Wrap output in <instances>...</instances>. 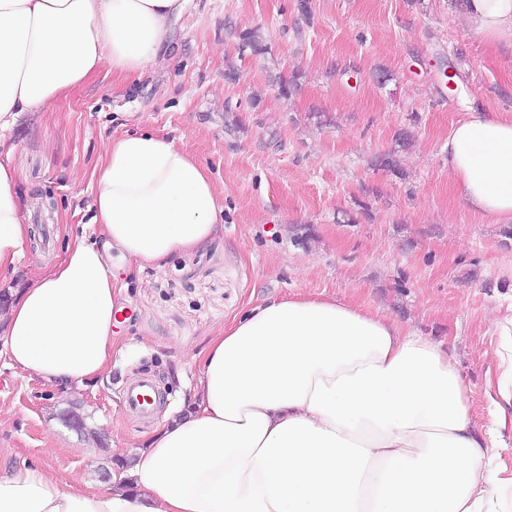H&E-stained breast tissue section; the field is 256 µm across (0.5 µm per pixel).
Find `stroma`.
I'll list each match as a JSON object with an SVG mask.
<instances>
[{"label": "stroma", "instance_id": "1", "mask_svg": "<svg viewBox=\"0 0 512 512\" xmlns=\"http://www.w3.org/2000/svg\"><path fill=\"white\" fill-rule=\"evenodd\" d=\"M300 2L189 0L148 74L125 83L103 68L56 111L19 119L9 143L35 239L0 276V311L88 222L92 170L125 132L173 139L205 166L224 226L128 278V319L98 380L65 390L0 356L1 464L100 481L105 449L137 453L168 416L186 413L195 357L217 328L298 295L379 310L444 342L476 424L488 423L508 383L512 237L455 196L444 147L467 104L512 116V46L490 49L461 22V0H310L307 15ZM254 26L268 46L259 56L237 37ZM448 68L458 92L443 81ZM291 76L297 85L281 96L277 80ZM401 128L414 143L395 176L373 161ZM144 372L165 395L149 425L125 415L119 391ZM73 407L96 438L62 424Z\"/></svg>", "mask_w": 512, "mask_h": 512}]
</instances>
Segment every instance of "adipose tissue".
<instances>
[{"instance_id": "obj_1", "label": "adipose tissue", "mask_w": 512, "mask_h": 512, "mask_svg": "<svg viewBox=\"0 0 512 512\" xmlns=\"http://www.w3.org/2000/svg\"><path fill=\"white\" fill-rule=\"evenodd\" d=\"M187 0H0V139L51 112L103 66L145 75ZM463 23L512 44V0H465ZM448 132L456 195L512 224V119L468 107ZM88 233L36 273L1 320L12 366L67 389L107 372L120 274L221 227L209 171L174 140L110 139L90 182ZM32 227L0 158V273ZM190 410L168 417L106 486L73 489L33 463L0 466V512H500L496 427L478 429L445 344L328 298L263 302L199 354Z\"/></svg>"}]
</instances>
